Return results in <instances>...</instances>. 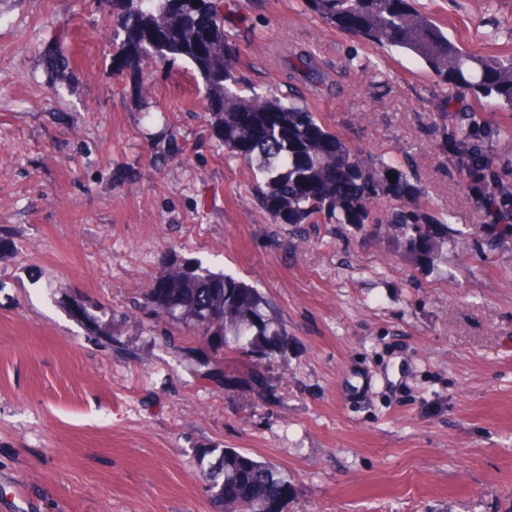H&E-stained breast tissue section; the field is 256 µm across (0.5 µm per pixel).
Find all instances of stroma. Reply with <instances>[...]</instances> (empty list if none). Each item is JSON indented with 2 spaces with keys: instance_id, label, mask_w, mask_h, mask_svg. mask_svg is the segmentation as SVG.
<instances>
[{
  "instance_id": "obj_1",
  "label": "stroma",
  "mask_w": 512,
  "mask_h": 512,
  "mask_svg": "<svg viewBox=\"0 0 512 512\" xmlns=\"http://www.w3.org/2000/svg\"><path fill=\"white\" fill-rule=\"evenodd\" d=\"M460 47L512 57V0H417ZM112 0H0V512H216L203 473L233 448L273 464L287 512H512V238L430 115L479 112L512 158V108L443 85L396 50L325 25L304 0L225 13L238 75L294 93L349 143L395 158L459 242L413 268L350 224L305 238L255 201L183 63L147 89L112 71ZM327 76L285 81L289 49ZM202 262L258 288L284 357L226 356L227 391L188 328L145 313L158 273ZM95 303L93 320L76 309Z\"/></svg>"
}]
</instances>
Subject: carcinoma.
Listing matches in <instances>:
<instances>
[{
  "label": "carcinoma",
  "mask_w": 512,
  "mask_h": 512,
  "mask_svg": "<svg viewBox=\"0 0 512 512\" xmlns=\"http://www.w3.org/2000/svg\"><path fill=\"white\" fill-rule=\"evenodd\" d=\"M120 10L112 34V70L136 73L143 67L181 60L193 71L211 134L224 153L252 173L257 199L276 224H290L301 236L305 225L352 224L378 240L393 243L411 265L433 270L448 252V219L415 202L416 186L396 160H373L366 150L346 143L317 113L289 95L246 92L235 63V49L224 31L223 0H112ZM324 24L351 33L385 50L420 60L444 82L476 97L495 98L512 107V61L463 51L416 0H305ZM296 71L325 82L316 56L301 50ZM448 102L433 113L442 131L443 153L455 147L462 185L485 204L512 199L507 167L485 151L493 131L469 112L449 114ZM485 160L480 184H467L474 156ZM395 182H390L388 175ZM390 199L396 205L379 211ZM157 324L185 326L219 350L271 360L283 353L286 325L269 302L237 277L212 271L200 262L173 264L156 278L150 295ZM211 501L222 512H285L291 487L269 464L226 449L205 475ZM229 486H257L246 501L226 495Z\"/></svg>",
  "instance_id": "obj_1"
}]
</instances>
